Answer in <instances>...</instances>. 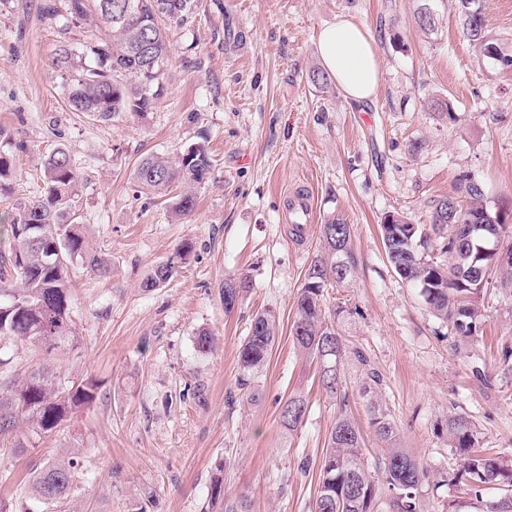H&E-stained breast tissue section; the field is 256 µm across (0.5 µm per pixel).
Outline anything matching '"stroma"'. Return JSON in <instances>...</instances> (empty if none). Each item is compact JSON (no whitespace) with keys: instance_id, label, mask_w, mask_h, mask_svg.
<instances>
[{"instance_id":"obj_1","label":"stroma","mask_w":512,"mask_h":512,"mask_svg":"<svg viewBox=\"0 0 512 512\" xmlns=\"http://www.w3.org/2000/svg\"><path fill=\"white\" fill-rule=\"evenodd\" d=\"M44 0H0V147L14 156L10 196L39 193L42 162L65 148L82 176L76 202L92 243L107 252V278L73 277L74 344L53 350L6 340L12 375L46 361L63 377L94 379L98 397L20 455L0 452V498H29L32 468L77 449L83 512H209L219 461L226 489L252 498V512H314L319 458L339 406L318 384L316 365L293 343L295 300L319 248L320 224H350L358 265L348 287L329 289L328 312L345 338L348 411L377 446L360 388L367 371L399 425L401 443L442 480L423 486L424 512H481L482 500L451 478L462 460L448 446L449 415L468 416L481 447L512 463V289L484 297L477 337L461 339L395 273L380 237L386 214L424 223L433 200L454 194L462 175L488 200L512 199V67L484 58L464 37L455 0H200L187 21L167 22L172 44L154 108L109 123L70 112L67 82L52 63L62 43L95 30H67L45 17ZM433 33L414 20L422 4ZM345 16L375 39L382 75L359 105L335 84L311 82L321 69L317 39ZM449 103L438 112L434 100ZM204 144L209 180L195 189L194 215L172 220L164 203L138 192L137 163ZM309 197L306 243L289 231L286 195ZM191 252L167 285L143 290L151 269ZM252 281L225 313L222 286ZM272 310L279 335L255 379L261 403L237 386L238 350L257 313ZM214 353L198 354L200 331ZM310 401L304 427L283 439L279 400Z\"/></svg>"}]
</instances>
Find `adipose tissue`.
I'll list each match as a JSON object with an SVG mask.
<instances>
[{
    "mask_svg": "<svg viewBox=\"0 0 512 512\" xmlns=\"http://www.w3.org/2000/svg\"><path fill=\"white\" fill-rule=\"evenodd\" d=\"M317 49L324 68L347 101L358 104L375 95L381 78L379 51L361 24L338 18L320 31Z\"/></svg>",
    "mask_w": 512,
    "mask_h": 512,
    "instance_id": "adipose-tissue-1",
    "label": "adipose tissue"
}]
</instances>
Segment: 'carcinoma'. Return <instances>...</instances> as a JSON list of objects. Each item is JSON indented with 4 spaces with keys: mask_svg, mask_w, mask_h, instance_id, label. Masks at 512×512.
Segmentation results:
<instances>
[{
    "mask_svg": "<svg viewBox=\"0 0 512 512\" xmlns=\"http://www.w3.org/2000/svg\"><path fill=\"white\" fill-rule=\"evenodd\" d=\"M163 0H49L47 17L64 16L73 26L90 24L100 36L85 42L82 56L93 60L78 71L67 89L70 110L92 114L108 123L126 114L151 110L156 88L164 78L170 41L164 21L181 22L198 8V0H172L174 9L155 13L153 2ZM468 41L485 58L503 55L512 67V56L502 54L490 38L480 0H455ZM436 14L425 4L416 16L423 31L436 27ZM211 158L199 143L176 157L156 154L142 159L133 181L142 193L169 197L171 217L189 218L195 209L194 186L208 179ZM43 193L17 202L5 222L0 218V339H15L35 347H60L74 341L72 331V274L81 268L96 276L109 273L107 253L94 248L77 223L75 203L81 176L69 153L59 148L43 163ZM13 155L0 151V195L11 192ZM185 190L170 195V188ZM489 210L482 183L465 174L456 194L433 201L431 233L421 225H380L388 260L399 277L419 290L434 315L447 322L462 338L478 335L484 319V292L512 284V264L501 266L489 252L494 242H484L468 231L470 224L485 222ZM320 250L306 270L295 301L291 334L296 347L317 364L319 383L339 398L341 408L324 441L319 459V481L314 512H423L420 489L430 473L406 448L381 396L382 380L372 375L360 389L366 400L370 427L379 443L374 466L365 457L366 443L356 420L347 412L343 390L346 344L327 317L324 292L329 286L350 282L357 268L351 226L331 218L319 228ZM448 256L442 261L440 257ZM177 260L156 265L143 280L146 290L160 288L178 271ZM276 315L257 314L238 352V383L245 388L266 366L278 336ZM93 381L69 383L49 366L39 365L20 379L0 387V441L11 454L25 450L23 438L32 432L57 429L95 399ZM309 402L301 393L290 395L279 409V423L286 435L300 430ZM448 445L463 459L464 483L475 498L496 483L512 490V464L476 450L477 430L464 415H450ZM224 462L211 484L212 512H252L247 493L228 494L224 489ZM80 478L74 459H52L33 471L32 490L41 512H79L71 496Z\"/></svg>",
    "mask_w": 512,
    "mask_h": 512,
    "instance_id": "carcinoma-1",
    "label": "carcinoma"
}]
</instances>
